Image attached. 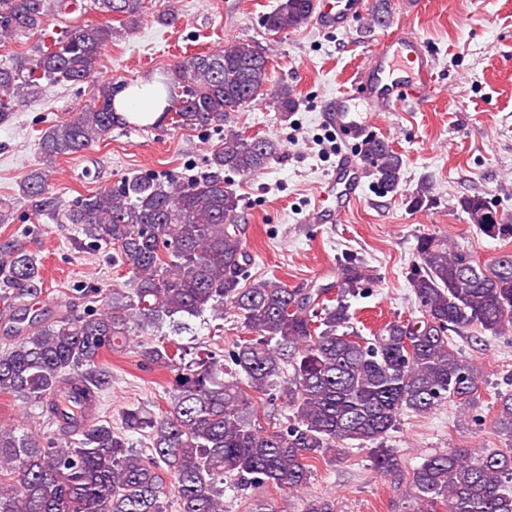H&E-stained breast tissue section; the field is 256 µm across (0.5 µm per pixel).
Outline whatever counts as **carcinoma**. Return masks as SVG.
<instances>
[{
    "mask_svg": "<svg viewBox=\"0 0 512 512\" xmlns=\"http://www.w3.org/2000/svg\"><path fill=\"white\" fill-rule=\"evenodd\" d=\"M313 0H279L262 25L276 36L305 25ZM103 16L84 21L74 13ZM171 25L169 5L148 0H0V43L38 36L34 53L0 63V124L47 87L88 80L98 54L116 34L110 18L132 29L148 14ZM63 24L59 32L50 25ZM269 56L248 41L192 55L168 68L162 116L179 129L221 128L232 112L268 96L283 119L297 108L293 89L271 85ZM131 82L98 84L92 102L51 122L40 137L45 166L28 174L20 198L37 213L85 237L90 249L110 248L129 275L100 308L91 303L48 319L30 313L44 293L37 253L0 243V317L9 323L0 346V394L40 409L64 445L46 444L0 425V512H224V479L244 486L302 488L317 461L355 444L375 467L395 472L396 451L384 445L401 416L429 415L448 401L468 405L479 389L476 369L448 332L476 339L512 327V252L483 264L432 234L417 237L419 264L410 277L421 307L416 321L393 320L363 336L350 299L373 280L348 256L336 281L300 288L248 280L251 262L235 217L240 197L224 173L249 176L268 168L278 144L229 130L206 159L207 172L181 180L133 175L119 184L65 201L51 182L53 163L78 158L120 125L116 95ZM362 158L381 193L400 184L402 161L388 144L369 138ZM459 205L493 239L512 238V218L481 195ZM229 307L244 330L224 351L168 338L205 314L222 319ZM157 339L141 345L144 364L174 372L167 408L132 405L122 430L86 425L112 375L98 364L123 347L132 330ZM293 418L265 427L255 403L277 387ZM497 432L506 447L488 453L450 448L413 470L411 497L420 512H512V389L497 393ZM147 439L129 446L128 434Z\"/></svg>",
    "mask_w": 512,
    "mask_h": 512,
    "instance_id": "1",
    "label": "carcinoma"
}]
</instances>
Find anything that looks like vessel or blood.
Listing matches in <instances>:
<instances>
[{
  "label": "vessel or blood",
  "mask_w": 512,
  "mask_h": 512,
  "mask_svg": "<svg viewBox=\"0 0 512 512\" xmlns=\"http://www.w3.org/2000/svg\"><path fill=\"white\" fill-rule=\"evenodd\" d=\"M366 0H318L316 20L322 29H345L366 11ZM431 56L416 37L389 35L363 62L351 87L332 95L324 105L327 124L347 139L365 140L375 112H394L403 105L427 101L434 89ZM362 172L352 155L336 162L323 184L313 213L314 221L331 224L357 200Z\"/></svg>",
  "instance_id": "b4317fda"
}]
</instances>
